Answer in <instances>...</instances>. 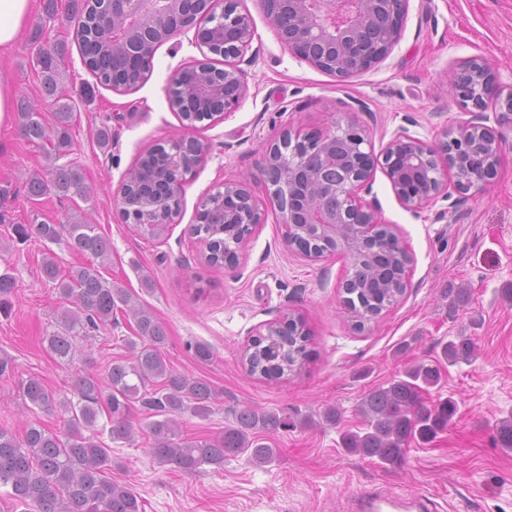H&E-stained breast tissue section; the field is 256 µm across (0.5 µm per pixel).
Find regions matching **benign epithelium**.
Masks as SVG:
<instances>
[{
	"instance_id": "obj_1",
	"label": "benign epithelium",
	"mask_w": 512,
	"mask_h": 512,
	"mask_svg": "<svg viewBox=\"0 0 512 512\" xmlns=\"http://www.w3.org/2000/svg\"><path fill=\"white\" fill-rule=\"evenodd\" d=\"M112 15V89L131 90L121 80L153 65L157 50L187 30L196 45L224 58V67L209 62L186 65L171 77L178 112H219L239 107L248 93L239 61L253 39V22L238 12L239 0H97ZM268 24L296 58L341 79L358 75L381 61L402 35L407 0H258ZM449 95L472 114L455 129H445L432 144L402 130L376 153L365 131L354 123L306 133L286 130L280 144L266 149L259 174L270 202L280 213L288 245L310 258L296 238L298 225H307L310 241L347 230L348 243L336 251L348 255L356 269L359 253L396 246L407 250L392 231L377 221L361 193L369 192L373 171L380 167L400 203L420 209L452 193L467 194L492 180L503 141L485 124L493 102L501 112H512V87L505 90L492 65L482 57L459 64ZM167 197L181 195L183 154L193 152L202 162L210 146L194 137L166 142ZM252 179L224 183V190L208 195L197 214L221 207L226 224H263L266 213L253 195ZM127 178H122L116 203L126 224H173L164 216L165 204L153 203L137 214L127 213Z\"/></svg>"
}]
</instances>
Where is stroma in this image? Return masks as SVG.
Masks as SVG:
<instances>
[{
  "mask_svg": "<svg viewBox=\"0 0 512 512\" xmlns=\"http://www.w3.org/2000/svg\"><path fill=\"white\" fill-rule=\"evenodd\" d=\"M255 35L242 69L249 91L239 107L214 120L184 127L168 94L172 74L203 53L185 33L157 51L147 81L119 93L97 84L83 64L70 19L71 0H35L25 31L0 64L11 70L19 93L44 106L35 62L39 49L63 47V82L71 96V148L62 163L78 165L94 192L89 198L47 192L29 197L26 180L44 171L49 143L24 139L17 126L0 129V274L14 281L0 300V428L23 434L34 422L60 432L62 408L43 412L25 402L18 383L39 377L58 396H71L74 374L105 378L113 361L124 359L134 323L116 313L111 324L80 339L82 359L58 363L46 338L61 304L55 284L42 272L45 252L61 271L85 263L62 241L19 239L18 224H62L76 212L109 238L108 259L97 262L104 278L127 288L164 323L167 363L220 391L206 418L183 414L185 436L206 438L223 431L242 405L260 410L320 415L336 407L335 426L295 427L268 435L275 461L253 465L247 456L226 459L186 474L158 464L149 453L152 413L134 404L131 442L109 436L106 417L96 429L111 448L113 480L136 492L141 512H353L363 491L428 497L434 512H512V451L496 443L494 425L512 414V116L487 109L488 124L504 150L493 180L456 205L440 199L410 210L397 199L383 170H375L371 192L380 223L389 226L411 256L406 290L382 314L356 329L342 304L339 285L351 271L343 253L319 259L288 245L279 213L265 203L266 221L252 232L239 262L214 269L191 235L202 199L224 182L256 174L268 145L288 129L309 130L331 123H358L374 150L399 130L426 142L467 119L448 87L459 63L487 58L498 83L512 86V0H408L402 36L374 67L347 80L295 58L266 22L257 0H242ZM42 119L54 125V112ZM112 143L101 148L100 128ZM190 134L211 144L204 162L188 174L181 210L165 236L141 235L122 223L115 193L137 156L154 144ZM465 288L468 300L449 307L446 290ZM302 318L310 333L304 366L281 380L248 373L242 358L252 335L266 324ZM470 337L476 356L442 364L430 400L453 399L457 412L431 443L409 445L398 467L347 452L339 434L362 424L356 407L371 388L417 361H436L442 343ZM208 344L211 361L199 362L196 343Z\"/></svg>",
  "mask_w": 512,
  "mask_h": 512,
  "instance_id": "35a3bbf8",
  "label": "stroma"
}]
</instances>
